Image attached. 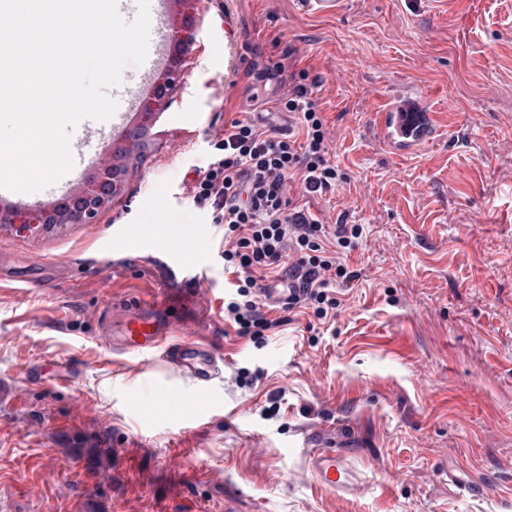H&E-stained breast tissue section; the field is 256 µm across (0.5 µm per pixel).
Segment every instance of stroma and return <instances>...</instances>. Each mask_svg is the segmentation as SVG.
<instances>
[{"label":"stroma","instance_id":"stroma-1","mask_svg":"<svg viewBox=\"0 0 512 512\" xmlns=\"http://www.w3.org/2000/svg\"><path fill=\"white\" fill-rule=\"evenodd\" d=\"M195 40L153 145L90 224L14 236L0 250V512H512V0H170ZM291 58L319 77L331 160L345 180L288 195L328 224H359L335 317L293 310L251 339L217 318L232 277L219 226L181 195L225 124L273 111ZM440 114L443 140L401 158L369 122L388 86ZM133 225L131 247L110 241ZM188 226L213 291L190 320L222 352L208 429L149 404L161 358L110 354L108 299L154 298L148 246ZM357 461L359 484L320 487L305 449Z\"/></svg>","mask_w":512,"mask_h":512}]
</instances>
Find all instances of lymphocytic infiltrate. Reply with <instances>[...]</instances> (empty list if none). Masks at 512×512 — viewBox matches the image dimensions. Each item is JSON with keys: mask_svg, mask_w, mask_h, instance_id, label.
<instances>
[{"mask_svg": "<svg viewBox=\"0 0 512 512\" xmlns=\"http://www.w3.org/2000/svg\"><path fill=\"white\" fill-rule=\"evenodd\" d=\"M269 74L287 82L288 94L279 105L300 115V136L267 133L250 120L232 121L216 135L207 167L195 170L184 185L195 206L224 227V270L235 277L224 315L238 335L254 338L279 325L263 310L270 270H284L286 308H308L317 319L327 318L338 305L332 283L347 285L358 277L345 255L362 234L361 225L326 224L293 206L288 196L293 178H300L308 192L323 194L344 175L330 159L318 79L281 65Z\"/></svg>", "mask_w": 512, "mask_h": 512, "instance_id": "f902f5d3", "label": "lymphocytic infiltrate"}]
</instances>
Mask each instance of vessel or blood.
I'll use <instances>...</instances> for the list:
<instances>
[{"mask_svg": "<svg viewBox=\"0 0 512 512\" xmlns=\"http://www.w3.org/2000/svg\"><path fill=\"white\" fill-rule=\"evenodd\" d=\"M150 37L153 51L142 65L144 80L140 87L121 93V103L112 116L120 125L154 86L156 76L164 68L165 48L174 36L166 18V0H150ZM373 137L397 155L421 153L440 135L437 114L414 88L393 90L384 99V110L372 124ZM173 280L183 284L192 295L202 293L206 284L196 264L183 258L178 247L163 252ZM102 322V345L113 354L147 357L160 354L169 375L192 381L199 390H206L220 374L222 355L212 341L186 333L178 312L167 319L157 318L151 302L141 299L115 302ZM304 462L318 484L327 490L339 491L357 486L354 467L347 455L332 448H309Z\"/></svg>", "mask_w": 512, "mask_h": 512, "instance_id": "obj_1", "label": "vessel or blood"}]
</instances>
